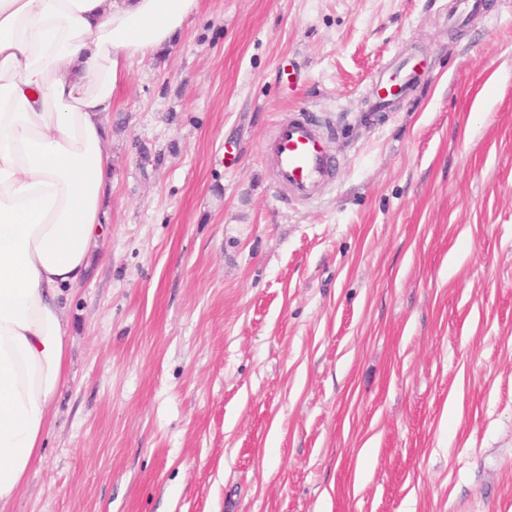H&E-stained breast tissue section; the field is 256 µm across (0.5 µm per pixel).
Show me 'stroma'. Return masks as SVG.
<instances>
[{
	"label": "stroma",
	"mask_w": 512,
	"mask_h": 512,
	"mask_svg": "<svg viewBox=\"0 0 512 512\" xmlns=\"http://www.w3.org/2000/svg\"><path fill=\"white\" fill-rule=\"evenodd\" d=\"M454 3L199 0L128 63L11 512H512V0ZM301 110L340 159L311 202L267 151ZM417 63L411 60H401L389 74L386 71L378 79L372 91L375 105L389 107L405 98L417 81Z\"/></svg>",
	"instance_id": "stroma-1"
}]
</instances>
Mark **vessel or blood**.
<instances>
[{
  "label": "vessel or blood",
  "instance_id": "b4317fda",
  "mask_svg": "<svg viewBox=\"0 0 512 512\" xmlns=\"http://www.w3.org/2000/svg\"><path fill=\"white\" fill-rule=\"evenodd\" d=\"M417 81L416 65L401 60L392 72L383 74L372 91L376 105L390 106L405 98ZM272 152L278 185L292 196L309 200L336 177L339 160L329 147V136L311 117L281 124Z\"/></svg>",
  "mask_w": 512,
  "mask_h": 512
}]
</instances>
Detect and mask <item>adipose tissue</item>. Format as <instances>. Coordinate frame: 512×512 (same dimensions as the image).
I'll list each match as a JSON object with an SVG mask.
<instances>
[{
  "label": "adipose tissue",
  "mask_w": 512,
  "mask_h": 512,
  "mask_svg": "<svg viewBox=\"0 0 512 512\" xmlns=\"http://www.w3.org/2000/svg\"><path fill=\"white\" fill-rule=\"evenodd\" d=\"M197 8L0 0V512L41 457L65 366L62 299L102 231L112 93Z\"/></svg>",
  "instance_id": "ef3b65f1"
}]
</instances>
